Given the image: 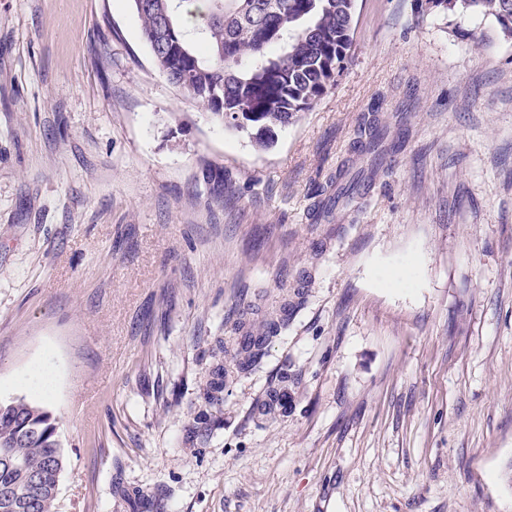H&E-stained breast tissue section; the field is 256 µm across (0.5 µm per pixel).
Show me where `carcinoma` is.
Returning a JSON list of instances; mask_svg holds the SVG:
<instances>
[{
	"label": "carcinoma",
	"mask_w": 512,
	"mask_h": 512,
	"mask_svg": "<svg viewBox=\"0 0 512 512\" xmlns=\"http://www.w3.org/2000/svg\"><path fill=\"white\" fill-rule=\"evenodd\" d=\"M156 67L176 87L204 104L213 119L246 133L261 148L276 129L298 120L336 85L353 47L356 0H131ZM440 12L490 15L512 35V0H449ZM385 133L370 126L360 142L378 151ZM238 344L242 371L261 365L270 335ZM216 365L203 389L209 405L223 400L227 370ZM64 452L52 415L23 397L0 401V512L4 492L34 501V512H56ZM43 474L35 486L29 477Z\"/></svg>",
	"instance_id": "cac0c4a2"
}]
</instances>
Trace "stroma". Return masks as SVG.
Segmentation results:
<instances>
[{
	"mask_svg": "<svg viewBox=\"0 0 512 512\" xmlns=\"http://www.w3.org/2000/svg\"><path fill=\"white\" fill-rule=\"evenodd\" d=\"M353 38L261 149L131 0H0V400L56 419L57 512H512V36L357 0ZM285 321L268 323L266 332L261 336H243L238 344L236 356H242L238 361L237 366L239 370L247 371L259 367L267 353V343L270 336L277 333L283 326ZM227 370L224 367L223 358L218 359L216 365L209 374V379L203 389V399L209 405L218 404L223 400L225 379Z\"/></svg>",
	"mask_w": 512,
	"mask_h": 512,
	"instance_id": "obj_1",
	"label": "stroma"
}]
</instances>
